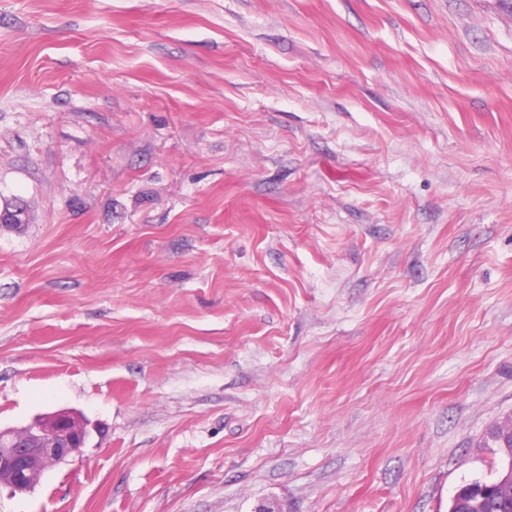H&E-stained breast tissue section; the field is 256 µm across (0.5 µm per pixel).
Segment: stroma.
Listing matches in <instances>:
<instances>
[{
  "label": "stroma",
  "instance_id": "stroma-1",
  "mask_svg": "<svg viewBox=\"0 0 512 512\" xmlns=\"http://www.w3.org/2000/svg\"><path fill=\"white\" fill-rule=\"evenodd\" d=\"M0 512H448L512 418V5L0 0ZM89 432L69 412H55L21 429H0V487L22 493L33 488L43 471L79 456Z\"/></svg>",
  "mask_w": 512,
  "mask_h": 512
}]
</instances>
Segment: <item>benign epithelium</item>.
<instances>
[{
	"instance_id": "1",
	"label": "benign epithelium",
	"mask_w": 512,
	"mask_h": 512,
	"mask_svg": "<svg viewBox=\"0 0 512 512\" xmlns=\"http://www.w3.org/2000/svg\"><path fill=\"white\" fill-rule=\"evenodd\" d=\"M87 424L69 412H55L21 429H0V487L22 493L43 471L82 453Z\"/></svg>"
}]
</instances>
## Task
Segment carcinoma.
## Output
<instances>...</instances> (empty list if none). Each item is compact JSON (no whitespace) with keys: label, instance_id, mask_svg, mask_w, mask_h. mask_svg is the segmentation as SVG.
Here are the masks:
<instances>
[{"label":"carcinoma","instance_id":"cac0c4a2","mask_svg":"<svg viewBox=\"0 0 512 512\" xmlns=\"http://www.w3.org/2000/svg\"><path fill=\"white\" fill-rule=\"evenodd\" d=\"M489 439L509 459L508 467L487 482L491 486L488 492L476 490L475 481L460 487L449 503L448 512H463L466 502L484 512H512V418L493 426Z\"/></svg>","mask_w":512,"mask_h":512}]
</instances>
